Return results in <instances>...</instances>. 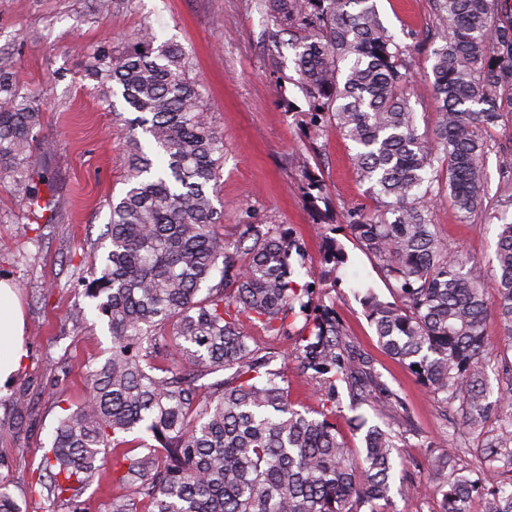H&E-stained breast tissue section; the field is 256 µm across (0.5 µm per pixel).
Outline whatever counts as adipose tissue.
Returning a JSON list of instances; mask_svg holds the SVG:
<instances>
[{
    "label": "adipose tissue",
    "instance_id": "1",
    "mask_svg": "<svg viewBox=\"0 0 512 512\" xmlns=\"http://www.w3.org/2000/svg\"><path fill=\"white\" fill-rule=\"evenodd\" d=\"M24 328L17 289L0 280V387L9 383L27 355Z\"/></svg>",
    "mask_w": 512,
    "mask_h": 512
}]
</instances>
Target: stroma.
Listing matches in <instances>:
<instances>
[{"label": "stroma", "mask_w": 512, "mask_h": 512, "mask_svg": "<svg viewBox=\"0 0 512 512\" xmlns=\"http://www.w3.org/2000/svg\"><path fill=\"white\" fill-rule=\"evenodd\" d=\"M380 19L394 34L412 77L410 101L418 131L432 135L438 101L429 78L432 51L440 44L435 0H377ZM150 26L158 41L175 40L190 50L191 75L203 87V106L224 133V159L213 204L223 214L216 229L237 240L247 217L281 224L305 243L292 259L297 278L317 276L319 295L333 306L350 337L371 356L382 380L401 397L386 420L392 428L411 422L414 435L400 444L394 486L420 485L414 494H393V512H440L430 488L441 444L454 437L460 463L478 472L485 462L474 433L456 413L442 415L433 397L408 369L381 351L357 298L370 288L390 300L377 260L352 238L342 243L348 260L322 275L324 239L300 186L305 169L318 170L336 211L376 200L352 164L353 146L335 129L319 139L304 135L305 101L290 77L287 35L272 36L261 0H125L113 13L98 0H0V65L41 93L40 145L32 159L47 169L50 209L41 223L29 221L18 196L0 189V279L15 284L26 320L28 354L11 384L0 390V480L24 512H67L30 493L48 436L62 413L60 400L81 403L84 372L109 354L105 322L81 325L77 312L93 315L94 303L76 286L91 260L106 252L110 204L128 188L131 150L125 138L133 113L122 98L103 111L95 81L85 75L90 49ZM485 168L490 192L512 183V116L488 132ZM432 221L451 249L495 266L497 227L483 218L462 219L439 200ZM23 396L18 411L14 396Z\"/></svg>", "instance_id": "35a3bbf8"}]
</instances>
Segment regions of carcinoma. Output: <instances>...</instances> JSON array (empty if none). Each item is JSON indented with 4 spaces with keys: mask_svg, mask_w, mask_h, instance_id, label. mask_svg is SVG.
Returning a JSON list of instances; mask_svg holds the SVG:
<instances>
[{
    "mask_svg": "<svg viewBox=\"0 0 512 512\" xmlns=\"http://www.w3.org/2000/svg\"><path fill=\"white\" fill-rule=\"evenodd\" d=\"M263 2L271 25L289 36L309 138L333 126L351 141L358 176L378 202L347 210L345 227L390 281L394 301L370 289L362 296L379 347L478 433L485 472L458 467L452 439L439 459L441 512H471L475 498L483 512H512V481L497 480L512 473V379L489 400L484 337L493 318L512 346V194L487 207L489 142L478 135L512 112V21L492 20L493 0H436L441 45L431 74L442 106L431 139L417 131L402 50L375 0ZM191 71L188 51L157 43L149 27L120 49L106 41L90 52L87 76L100 86V105L111 109L119 93L138 113L128 129L130 186L111 204L104 260L78 280L112 349L86 370L85 399L59 417L39 495L80 512L83 491L108 471L121 490L112 512H389L394 437L361 414L363 450L352 456L336 431L338 386L353 410L385 409L399 397L350 344L333 308L312 305L315 281L291 279L303 242L281 224L247 223L234 242L215 231L209 189L224 136ZM46 106L0 68V184L19 194L36 224L49 207L50 177L30 157ZM139 129L158 161L144 152ZM443 193L463 218L498 221L493 277L451 250L432 223ZM304 194L317 224L333 222L315 175H306ZM346 260L342 244L327 241L324 263ZM244 319L293 340L291 356L251 347ZM290 357L324 383L313 412L288 401ZM136 432L145 436L129 438Z\"/></svg>",
    "mask_w": 512,
    "mask_h": 512,
    "instance_id": "cac0c4a2",
    "label": "carcinoma"
}]
</instances>
